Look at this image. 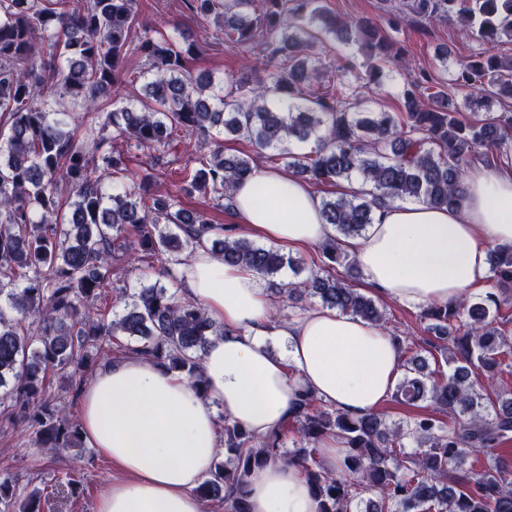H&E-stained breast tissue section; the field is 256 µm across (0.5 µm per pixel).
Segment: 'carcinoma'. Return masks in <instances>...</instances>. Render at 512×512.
<instances>
[{"label": "carcinoma", "instance_id": "carcinoma-1", "mask_svg": "<svg viewBox=\"0 0 512 512\" xmlns=\"http://www.w3.org/2000/svg\"><path fill=\"white\" fill-rule=\"evenodd\" d=\"M417 13L456 14L462 28L484 41L512 40V0H414ZM186 0L196 16L212 19L226 40L258 46L271 61L268 81L235 82L193 75L187 60L196 51L187 39L150 31L131 46L137 0H0V405L30 432L35 444L56 455L84 445L81 422L47 395L45 374L69 380L73 397L92 381L103 345L116 336L137 342L131 352L166 364L205 393L201 357L212 336L224 334L197 301L157 283L142 287L110 321L98 303L112 287L114 265L166 255L177 265L201 244L229 265L274 278L302 261L259 246L232 228L183 208L179 197H210L228 212L238 184L260 161H279L314 184L353 180L363 189L322 200L336 236L321 248V271L273 284L296 305L316 298L321 306L387 327L374 301L330 272L333 265L359 274L341 240L364 234L376 211L413 201L451 210L465 201L466 172L494 152L512 147V113L469 116L429 80L405 76L398 89L403 110L361 112L358 87L313 86L320 79L314 48L331 36L355 43L365 55L368 84L387 77L389 44L368 20L326 13L319 0ZM150 61L142 72V99L103 113L118 97L119 73L129 50ZM470 89L469 110L493 96L512 93V56L487 64L460 65ZM94 123L92 138L69 129L73 113ZM196 133L214 148L202 167L184 174L178 195L155 194L152 183L166 171L121 185L127 172L121 140L169 152L179 133ZM248 141L253 153L226 156L219 136ZM500 289L512 287V244L490 252ZM503 303L493 294L436 303L420 312L439 341L435 350L452 373L429 369L419 355L401 361L395 402L429 399L434 411L407 425L381 413L351 417L306 394L293 418L302 440L281 448L284 430L259 438L224 418L226 459L194 489L224 512H250L248 483L270 462L301 468L317 512H512V391L498 387L512 367V336L501 324ZM448 416L443 420L439 414ZM342 447L336 471L326 467L323 444ZM495 457L480 470L474 463ZM15 479L0 473V512H14ZM49 496L32 491L20 512H42Z\"/></svg>", "mask_w": 512, "mask_h": 512}]
</instances>
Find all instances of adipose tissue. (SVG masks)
Returning a JSON list of instances; mask_svg holds the SVG:
<instances>
[{
    "instance_id": "1",
    "label": "adipose tissue",
    "mask_w": 512,
    "mask_h": 512,
    "mask_svg": "<svg viewBox=\"0 0 512 512\" xmlns=\"http://www.w3.org/2000/svg\"><path fill=\"white\" fill-rule=\"evenodd\" d=\"M462 209L396 203L345 245L364 283L385 300L413 308L454 302L488 276V253L512 243V160L471 171ZM232 210L256 237L293 250L335 236L321 199L295 175L255 166L237 186ZM183 294L200 302L224 333L202 356L206 397L184 375L139 355L99 369L81 404L83 436L124 474L95 512H202L194 487L209 471L219 441L212 402L256 435L280 429L310 393L352 416L380 410L400 375V353L379 326L324 307L272 317V292L257 273L228 266L209 246L178 267ZM280 338L272 355L267 337ZM251 512H316L301 471L283 463L249 481Z\"/></svg>"
}]
</instances>
